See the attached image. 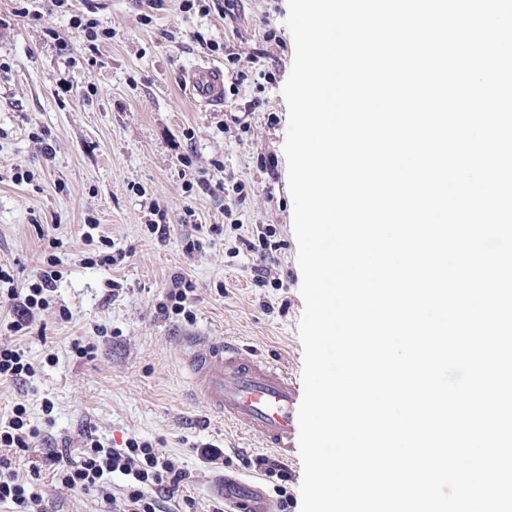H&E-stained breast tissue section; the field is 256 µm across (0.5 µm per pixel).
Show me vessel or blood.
<instances>
[{
    "label": "vessel or blood",
    "mask_w": 512,
    "mask_h": 512,
    "mask_svg": "<svg viewBox=\"0 0 512 512\" xmlns=\"http://www.w3.org/2000/svg\"><path fill=\"white\" fill-rule=\"evenodd\" d=\"M179 84L184 96L202 107L224 98V72L206 61L182 70ZM184 343L192 395L225 423L257 435L263 447L290 456L300 392L287 369L205 336H188Z\"/></svg>",
    "instance_id": "vessel-or-blood-1"
}]
</instances>
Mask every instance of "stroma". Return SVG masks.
Here are the masks:
<instances>
[{
  "mask_svg": "<svg viewBox=\"0 0 512 512\" xmlns=\"http://www.w3.org/2000/svg\"><path fill=\"white\" fill-rule=\"evenodd\" d=\"M209 5L202 18L183 13L180 0L154 8L148 0H0V267L24 284L54 255L63 273L48 310L11 339L39 370L0 383V415L24 404L43 435L19 467L37 474L48 512H98L95 494L62 487L45 459L53 448L78 459L91 434L117 447L147 438L178 457L193 474L186 493L197 512L226 496L248 498L256 486L269 496L285 488L288 512H301L299 455L288 457L287 479L256 471L259 439L225 426L186 384L191 332L260 351L294 378L303 370L284 154L282 90L294 59L288 0H237L230 16L224 0ZM21 7L27 17L16 16ZM76 15L99 20L111 39L90 51L71 27ZM231 52L252 59L251 73L225 77L223 104L197 108L179 89L180 71L203 60L224 65ZM64 83L70 93L60 92ZM46 143L52 155L43 154ZM153 203L165 211L162 238L148 229ZM234 219L241 231L231 230ZM89 224L123 260L91 263ZM269 229L282 244L271 258L240 248V237ZM196 239L202 249L187 253ZM262 262L272 281L257 279ZM178 273L196 285L190 324L156 311ZM77 343L94 344L93 357H77ZM205 444L223 448V468L201 463L195 449Z\"/></svg>",
  "mask_w": 512,
  "mask_h": 512,
  "instance_id": "1",
  "label": "stroma"
}]
</instances>
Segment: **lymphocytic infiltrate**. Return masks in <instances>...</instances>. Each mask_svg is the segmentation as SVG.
<instances>
[{
  "label": "lymphocytic infiltrate",
  "mask_w": 512,
  "mask_h": 512,
  "mask_svg": "<svg viewBox=\"0 0 512 512\" xmlns=\"http://www.w3.org/2000/svg\"><path fill=\"white\" fill-rule=\"evenodd\" d=\"M62 273L54 258H47L33 282L19 288L11 274L0 268V303L10 306L14 318L9 331L28 328L34 312L47 310ZM196 286L184 275H175L157 312L178 322L193 323V297ZM40 432L27 418L23 404H15L6 420L0 421V504L12 505L15 512H47L45 499L36 484L21 476L11 456L26 452L39 440ZM62 485L71 490L95 491L111 505L112 512H168L171 501H179L182 512H196L195 502L184 491L193 475L180 462L152 443L128 438L123 447L109 446L97 437H87L79 461H70L61 451L48 453ZM120 483V493H113V483Z\"/></svg>",
  "instance_id": "lymphocytic-infiltrate-1"
}]
</instances>
